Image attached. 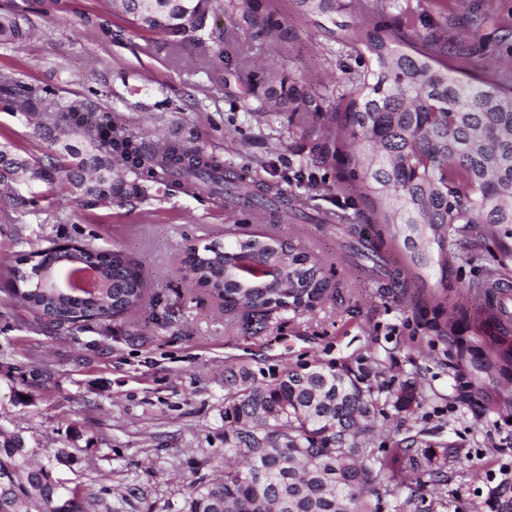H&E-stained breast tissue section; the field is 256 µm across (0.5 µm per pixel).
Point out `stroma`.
Instances as JSON below:
<instances>
[{"label": "stroma", "mask_w": 512, "mask_h": 512, "mask_svg": "<svg viewBox=\"0 0 512 512\" xmlns=\"http://www.w3.org/2000/svg\"><path fill=\"white\" fill-rule=\"evenodd\" d=\"M69 11L36 12L34 0H0V13L24 12L32 35L23 47L0 43V72L68 100L110 108L114 123L161 142L193 135L235 179L272 202L287 201L284 224L258 220L241 204L207 194L173 193L135 205L51 194L17 181L23 207L0 206V426L18 433L38 457L72 448L62 478L82 485L88 512H178L189 480L224 462V372L319 363L366 376L387 399L416 391L404 412L386 407L373 445L391 447L411 432L424 444L456 445L443 501L433 512H512V382L477 381L457 337L486 307L475 285L499 271L493 238H461L439 280L408 270L401 244L375 221L353 188L338 189L343 168L314 160L327 123L289 124L288 113L245 98L219 68L287 71L326 102H337L365 68L349 40H328L294 0H273L286 31L284 52L224 8L209 21V50L171 51L163 37L128 30L103 40L84 18L105 0H70ZM485 16L466 22L470 8ZM366 19L396 27L403 41L435 32L460 75L512 82V0H354L348 24ZM231 35L219 45L217 34ZM0 143L42 156L33 121L0 109ZM261 234L297 245L330 282L313 308L256 316L227 309L200 288L184 263L188 246ZM379 246L397 285L379 279L353 247ZM75 239L120 248L140 270L145 299L137 313L109 323L58 328L34 317L6 285L20 255Z\"/></svg>", "instance_id": "1"}]
</instances>
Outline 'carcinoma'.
I'll list each match as a JSON object with an SVG mask.
<instances>
[{
	"label": "carcinoma",
	"mask_w": 512,
	"mask_h": 512,
	"mask_svg": "<svg viewBox=\"0 0 512 512\" xmlns=\"http://www.w3.org/2000/svg\"><path fill=\"white\" fill-rule=\"evenodd\" d=\"M306 14L322 19L327 38L337 31L350 0H296ZM242 14L260 31H281L268 5L240 0ZM132 27L183 45L203 31L221 0H112ZM85 24L111 42L122 37L104 14ZM30 30L19 14H0V40L22 44ZM353 45L367 59L366 71L338 103L325 108L316 94L284 72L246 78V95L274 103L301 126L330 112L341 116L337 139L368 155L346 152L347 179L363 196L381 206L380 219L402 240L409 262L420 269L448 267V247L457 235L494 237L500 245L501 271L482 284L492 297L472 331L476 352L471 368L483 373L491 363L512 374V295L500 284L512 277V83L504 87L452 74L448 54L432 34L400 49L391 26L357 23ZM0 105L43 122L35 134L52 148L62 146L69 161L43 160L0 148V200L18 207L25 199L11 183L24 175L49 189L95 201H143L159 192L193 191L227 195L280 218L251 187L224 175L214 157L192 146V136L149 144L113 125L112 111L87 100L61 102L51 90L37 91L11 73L0 74ZM30 268L13 270L11 292L39 316L57 326L81 325L93 312L105 322L140 308V273L121 249L101 251L89 244L71 250L37 252ZM187 262L197 282L224 302L266 315L279 306H311L329 282L306 252L271 237L250 236L224 245L188 249ZM284 275L279 288L258 277L256 264ZM89 268L108 288L95 295L74 293L62 270ZM486 347L488 358L479 352ZM384 413L380 395L360 378L319 364L255 371L242 365L224 377V468L189 482L180 512H377L372 499L397 496L404 483L395 465L417 472L432 494L441 497L444 467L455 457L451 443L441 451L420 448L417 436L393 442L379 455L372 447L370 422ZM16 433L0 432V512H52L59 492L53 464L71 466L68 448L53 458L35 459Z\"/></svg>",
	"instance_id": "1"
}]
</instances>
